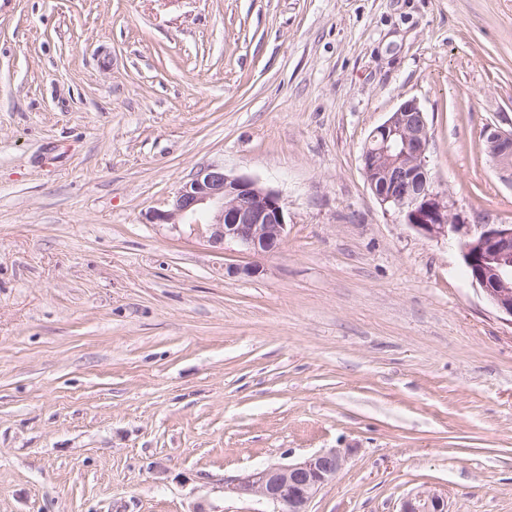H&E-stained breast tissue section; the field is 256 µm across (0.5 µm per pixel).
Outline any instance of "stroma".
<instances>
[{"label": "stroma", "instance_id": "35a3bbf8", "mask_svg": "<svg viewBox=\"0 0 512 512\" xmlns=\"http://www.w3.org/2000/svg\"><path fill=\"white\" fill-rule=\"evenodd\" d=\"M408 99L445 237L363 171ZM490 123L512 0H0V512H262L225 481L329 448L309 512H512V323L458 247L512 224ZM208 163L279 193L275 253L154 221ZM400 512H447V501L431 489H421L403 500Z\"/></svg>", "mask_w": 512, "mask_h": 512}]
</instances>
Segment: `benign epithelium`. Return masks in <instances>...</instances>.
Wrapping results in <instances>:
<instances>
[{"label":"benign epithelium","instance_id":"obj_1","mask_svg":"<svg viewBox=\"0 0 512 512\" xmlns=\"http://www.w3.org/2000/svg\"><path fill=\"white\" fill-rule=\"evenodd\" d=\"M486 152L502 179L512 182V130L488 124L482 131ZM430 135L424 112L411 99L368 137L362 153L367 183L383 205L404 214L419 233L439 237L455 228L445 193L437 191L427 170ZM212 214L206 224L209 241L233 243L241 250L266 254L283 240L287 224L280 195L248 177H232L224 166L208 164L172 196L169 209L155 214L161 223L185 218L191 212ZM462 258L472 283L487 301L512 319V225L482 224L477 235L461 244ZM348 451L330 448L307 459L270 465L232 480L227 489L273 505V512H308L316 494L344 469ZM400 512H447V501L431 489L407 496Z\"/></svg>","mask_w":512,"mask_h":512}]
</instances>
